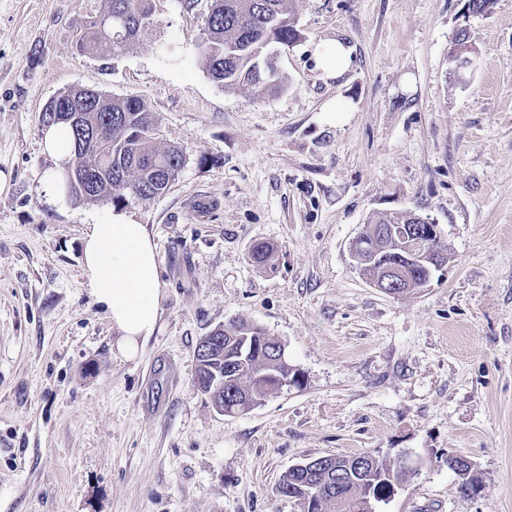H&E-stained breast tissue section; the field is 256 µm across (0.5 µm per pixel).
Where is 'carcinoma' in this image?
Instances as JSON below:
<instances>
[{"label": "carcinoma", "mask_w": 512, "mask_h": 512, "mask_svg": "<svg viewBox=\"0 0 512 512\" xmlns=\"http://www.w3.org/2000/svg\"><path fill=\"white\" fill-rule=\"evenodd\" d=\"M153 0H102V10L90 21L77 40L80 54L97 55L103 45L126 48L154 24ZM295 0H210L207 37L201 45L208 74L226 90L249 86L263 93L284 88L282 77L270 83L265 58L274 47L290 46L300 33L294 21ZM64 100L84 102L78 123L65 119H41L43 126L66 125L73 137V157L65 173L67 197L76 202L109 198L119 205L128 199H149L165 193L183 165L174 147L159 148L155 143V119L139 99L110 98L97 91L73 88L58 94ZM407 216L383 217L371 222L364 234L381 247L392 240L380 235L386 224H410ZM223 337L225 356L245 346L242 361L228 363L222 358H205L197 376L207 381L224 379V414L236 413L244 400L261 403L273 392L268 373L287 371L272 363L267 334L262 328L236 322L217 329ZM406 475L404 465H396L374 453L337 456L305 476L290 470L279 485L286 496L301 492L312 481L323 489L316 512H372L367 491L389 499L391 486Z\"/></svg>", "instance_id": "cac0c4a2"}]
</instances>
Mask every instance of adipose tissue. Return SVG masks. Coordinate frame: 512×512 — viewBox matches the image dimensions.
<instances>
[{"label": "adipose tissue", "instance_id": "obj_1", "mask_svg": "<svg viewBox=\"0 0 512 512\" xmlns=\"http://www.w3.org/2000/svg\"><path fill=\"white\" fill-rule=\"evenodd\" d=\"M42 147L54 161L42 190L48 198L65 200L63 180L72 150L69 132L60 125L44 129ZM82 271L91 296L112 324L118 356L137 360L156 331L163 301L158 255L145 225L125 213L89 225L82 238Z\"/></svg>", "mask_w": 512, "mask_h": 512}]
</instances>
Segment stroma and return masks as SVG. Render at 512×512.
<instances>
[{"label": "stroma", "mask_w": 512, "mask_h": 512, "mask_svg": "<svg viewBox=\"0 0 512 512\" xmlns=\"http://www.w3.org/2000/svg\"><path fill=\"white\" fill-rule=\"evenodd\" d=\"M155 4L133 46L83 56L101 0H0V512H300L278 491L293 465L365 452L411 460L376 512H512V0H295L275 94L208 75L210 0ZM462 29L476 54L457 74ZM336 38L353 61L329 79L313 49ZM70 88L143 101L183 156L167 192L44 195L39 115ZM116 211L146 226L163 293L134 362L81 272L87 226ZM408 212L438 225L447 261L394 296L351 245ZM261 241L274 270L249 259ZM240 321L305 383L227 416L195 384V349Z\"/></svg>", "instance_id": "35a3bbf8"}]
</instances>
